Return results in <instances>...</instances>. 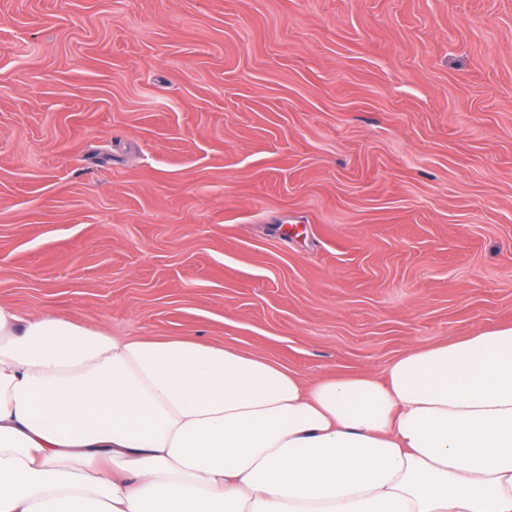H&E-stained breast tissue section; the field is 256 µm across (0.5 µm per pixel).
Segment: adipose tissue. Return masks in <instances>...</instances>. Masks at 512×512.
Returning a JSON list of instances; mask_svg holds the SVG:
<instances>
[{
    "label": "adipose tissue",
    "mask_w": 512,
    "mask_h": 512,
    "mask_svg": "<svg viewBox=\"0 0 512 512\" xmlns=\"http://www.w3.org/2000/svg\"><path fill=\"white\" fill-rule=\"evenodd\" d=\"M0 512H512V326L306 380L0 306Z\"/></svg>",
    "instance_id": "1"
}]
</instances>
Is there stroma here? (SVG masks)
<instances>
[{
	"label": "stroma",
	"instance_id": "35a3bbf8",
	"mask_svg": "<svg viewBox=\"0 0 512 512\" xmlns=\"http://www.w3.org/2000/svg\"><path fill=\"white\" fill-rule=\"evenodd\" d=\"M0 305L304 377L512 325V0H0Z\"/></svg>",
	"mask_w": 512,
	"mask_h": 512
}]
</instances>
